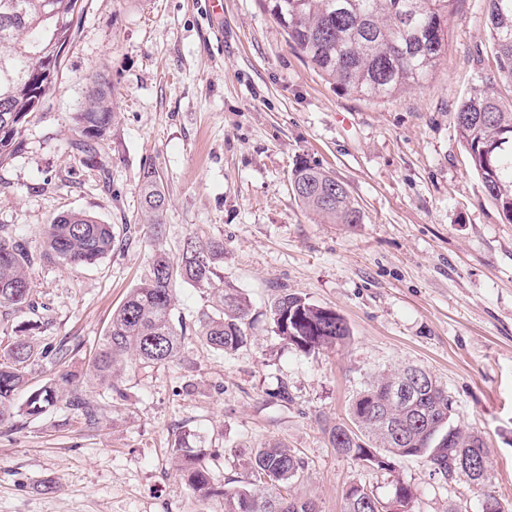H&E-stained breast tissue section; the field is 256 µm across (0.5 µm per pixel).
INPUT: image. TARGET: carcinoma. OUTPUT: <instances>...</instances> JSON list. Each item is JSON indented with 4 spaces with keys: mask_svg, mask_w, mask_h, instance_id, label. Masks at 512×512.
Masks as SVG:
<instances>
[{
    "mask_svg": "<svg viewBox=\"0 0 512 512\" xmlns=\"http://www.w3.org/2000/svg\"><path fill=\"white\" fill-rule=\"evenodd\" d=\"M452 0H264L283 27L288 45L337 87L380 102L422 86L442 60L448 37ZM83 12L80 0H0V165L22 144L21 133L56 83L62 63L50 67L38 46L58 36L71 41ZM486 24L496 54L498 79L512 86V0H487ZM112 84L99 72L88 76L84 101L74 120L79 145L103 137L112 124ZM456 135L478 173L485 193L512 224V102H504L493 86L466 98L454 113ZM142 210L152 236L163 235L168 200L153 167L143 173ZM291 187L303 207L334 223L358 224L360 213L344 186L324 169L305 161L296 164ZM43 255L74 268L96 264L112 253V225L86 211L57 215L41 231ZM224 260V241L184 242L178 259L157 249L149 273L129 291L113 312L111 323L92 360L98 384L110 389L128 356L143 368L167 365L180 355L182 319L175 318V281L203 291L209 305L198 314V336L220 355L232 354L251 339L254 318L246 296L224 281L217 267ZM34 261L26 243L0 234V322L27 309H47L30 274ZM273 332L306 355L340 346L350 336L342 315L297 293L283 292L270 306ZM63 340L42 346L31 334L0 338V426L14 419L35 420L62 403L89 424L104 405L77 389V375L62 371L45 384L28 387L32 371L45 362L59 363L70 352ZM405 379L403 370L384 371L357 393L350 416L353 428L331 431L336 451L380 469L391 460L422 459L432 476L455 478L482 496L483 512H505L491 490L489 451L475 432L454 420L452 402L441 385L415 390L404 408L381 407L399 432L389 430L361 409L365 399L382 401L386 389ZM27 396L16 403L21 391ZM178 471L201 498L216 493L214 474L180 437L175 444ZM245 485L224 489V512H317L314 501L291 494L290 484L305 469L302 459L284 445L270 444L238 461ZM345 512H379L365 488L351 487Z\"/></svg>",
    "mask_w": 512,
    "mask_h": 512,
    "instance_id": "obj_1",
    "label": "carcinoma"
}]
</instances>
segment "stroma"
Masks as SVG:
<instances>
[{
    "label": "stroma",
    "mask_w": 512,
    "mask_h": 512,
    "mask_svg": "<svg viewBox=\"0 0 512 512\" xmlns=\"http://www.w3.org/2000/svg\"><path fill=\"white\" fill-rule=\"evenodd\" d=\"M83 0L63 70L0 166V227L40 251L45 224L82 210L113 226L117 249L80 270L42 258L31 270L47 311L39 344L81 345L65 366L98 399L88 359L113 311L145 276L153 252L178 256L191 236L224 243V279L260 316L252 340L219 356L195 336L207 298L177 284L188 327L179 360L129 363L97 424L63 408L0 429V512H224L173 465L186 435L219 481L236 458L271 442L306 468L294 489L317 512H344L354 484L411 512H482L472 487L446 483L420 459L381 470L336 452L330 431L351 422L372 376L418 365L453 403L455 419L489 450L493 489L512 504V224L484 192L453 115L496 70L486 0H454L448 48L424 86L381 103L324 80L286 42L262 0ZM112 79L114 118L91 151L71 120L86 78ZM319 166L358 204L357 224H327L294 195L297 161ZM157 169L169 207L161 239L142 224L143 171ZM335 309L351 336L306 355L272 331L282 291ZM287 399H280V389Z\"/></svg>",
    "instance_id": "35a3bbf8"
}]
</instances>
